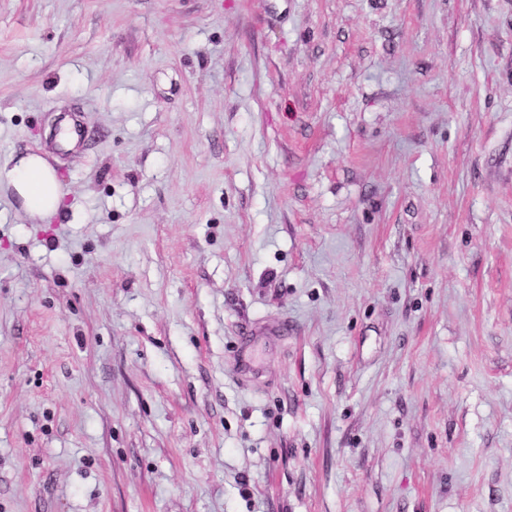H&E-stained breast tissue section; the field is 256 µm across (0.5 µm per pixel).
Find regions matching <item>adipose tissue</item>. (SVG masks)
Returning <instances> with one entry per match:
<instances>
[{"mask_svg": "<svg viewBox=\"0 0 512 512\" xmlns=\"http://www.w3.org/2000/svg\"><path fill=\"white\" fill-rule=\"evenodd\" d=\"M0 178L21 199L31 220H45L64 202V193L52 166L39 154L18 157L12 168Z\"/></svg>", "mask_w": 512, "mask_h": 512, "instance_id": "obj_1", "label": "adipose tissue"}]
</instances>
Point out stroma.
<instances>
[{
    "mask_svg": "<svg viewBox=\"0 0 512 512\" xmlns=\"http://www.w3.org/2000/svg\"><path fill=\"white\" fill-rule=\"evenodd\" d=\"M44 152L0 512H512V0H0Z\"/></svg>",
    "mask_w": 512,
    "mask_h": 512,
    "instance_id": "1",
    "label": "stroma"
}]
</instances>
